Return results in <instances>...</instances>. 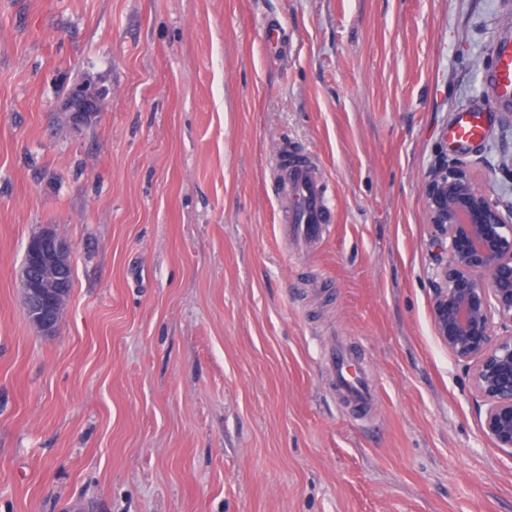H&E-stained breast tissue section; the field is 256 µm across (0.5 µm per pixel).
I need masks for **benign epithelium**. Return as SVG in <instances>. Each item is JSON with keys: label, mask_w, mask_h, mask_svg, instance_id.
I'll return each instance as SVG.
<instances>
[{"label": "benign epithelium", "mask_w": 512, "mask_h": 512, "mask_svg": "<svg viewBox=\"0 0 512 512\" xmlns=\"http://www.w3.org/2000/svg\"><path fill=\"white\" fill-rule=\"evenodd\" d=\"M103 91L72 89V122L97 116ZM483 157L436 154L422 190L435 251L430 317L441 345L462 363L481 408V431L512 459V199L492 198L476 181ZM69 246L54 234L32 236L21 270L24 305L32 322L52 335L69 297Z\"/></svg>", "instance_id": "obj_1"}]
</instances>
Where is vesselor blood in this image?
<instances>
[{
	"label": "vessel or blood",
	"instance_id": "b4317fda",
	"mask_svg": "<svg viewBox=\"0 0 512 512\" xmlns=\"http://www.w3.org/2000/svg\"><path fill=\"white\" fill-rule=\"evenodd\" d=\"M485 81L489 87L488 106L500 110L512 108V38L498 39L493 45L492 63L485 73ZM484 134L482 108L471 107L457 112L450 130V139L456 148H467ZM331 214V202L318 168L305 160L295 161L287 173L281 224L287 225L290 235L299 245L305 246L323 237ZM327 357L341 398L357 409H368L376 391L360 365L349 354L333 349Z\"/></svg>",
	"mask_w": 512,
	"mask_h": 512
}]
</instances>
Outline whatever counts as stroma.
<instances>
[{"mask_svg":"<svg viewBox=\"0 0 512 512\" xmlns=\"http://www.w3.org/2000/svg\"><path fill=\"white\" fill-rule=\"evenodd\" d=\"M511 11L0 0V512H512V458L431 322L422 196ZM84 81L106 99L76 128ZM486 120L478 180L512 196V125ZM283 145L318 159L333 204L298 251ZM45 230L73 268L50 336L20 281ZM330 335L376 385L363 415L329 381Z\"/></svg>","mask_w":512,"mask_h":512,"instance_id":"stroma-1","label":"stroma"}]
</instances>
